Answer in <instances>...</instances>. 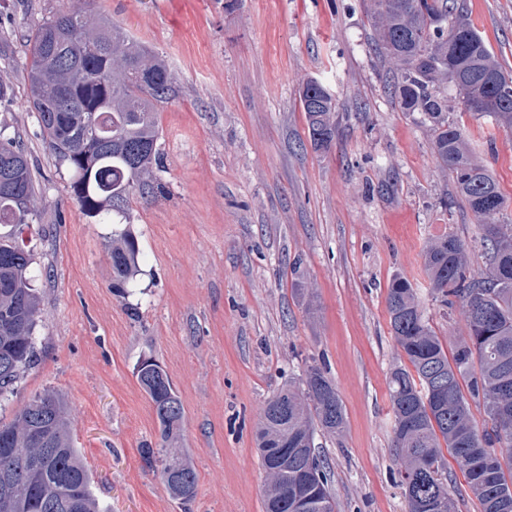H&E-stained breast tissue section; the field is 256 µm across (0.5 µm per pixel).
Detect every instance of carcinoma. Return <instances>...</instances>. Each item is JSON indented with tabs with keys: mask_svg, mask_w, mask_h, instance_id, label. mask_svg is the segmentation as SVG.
Instances as JSON below:
<instances>
[{
	"mask_svg": "<svg viewBox=\"0 0 512 512\" xmlns=\"http://www.w3.org/2000/svg\"><path fill=\"white\" fill-rule=\"evenodd\" d=\"M465 0H370L381 57L395 66L394 95L405 112L433 126L432 151L451 173L456 195L480 222L485 269H471L469 245L444 235L424 248L434 297L465 322L452 344L425 318L418 292L396 276L385 297L391 334L407 363L389 375L392 444L408 512H453L443 451L455 460L480 512H512V224L495 221L507 199L488 164L472 151L461 126L448 120V85L465 111L512 129V75L464 17ZM29 102L47 147L70 172L81 209L107 223L128 218L134 193L149 201L161 190L158 105L172 94L165 64L90 2L55 13L28 34ZM308 135L327 149L336 136L335 104L319 82L300 94ZM37 194L20 137L0 131V398L13 393L37 361L35 329L42 296L31 269L34 251L21 226L37 219ZM139 244L127 229L112 232V287L126 293ZM136 379L152 403L159 447L142 456L160 465L170 495L188 503L197 474L179 439L184 412L176 388L153 357ZM483 409V427L471 406ZM75 416L53 390L32 396L9 422L0 421V512H105L75 448ZM345 411L335 384L310 365L301 385L281 387L262 407L256 443L265 473L264 512H336L329 474L315 452V435L339 434Z\"/></svg>",
	"mask_w": 512,
	"mask_h": 512,
	"instance_id": "carcinoma-1",
	"label": "carcinoma"
}]
</instances>
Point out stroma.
<instances>
[{
	"label": "stroma",
	"instance_id": "35a3bbf8",
	"mask_svg": "<svg viewBox=\"0 0 512 512\" xmlns=\"http://www.w3.org/2000/svg\"><path fill=\"white\" fill-rule=\"evenodd\" d=\"M78 0H0V78L14 89L0 125L19 132L42 209L24 225L44 293L38 360L0 402L11 420L51 389L73 408L74 445L108 512H263L257 415L282 386L322 367L345 410L341 435H317L338 512H406L392 450L388 377L399 355L385 296L417 288L435 331L465 328L432 299L426 243L446 234L483 269L480 231L455 202L433 131L404 112L375 50L367 0H94V8L167 63L175 94L159 106L163 192L133 203L139 273L112 288V225L86 216L30 109L29 29ZM469 22L512 70V0H466ZM336 103L329 149L308 137L300 92ZM465 127L512 199V129L463 111ZM313 290L296 291L292 266ZM155 357L184 408L181 445L197 495L173 499L141 448L157 443L134 368Z\"/></svg>",
	"mask_w": 512,
	"mask_h": 512
}]
</instances>
